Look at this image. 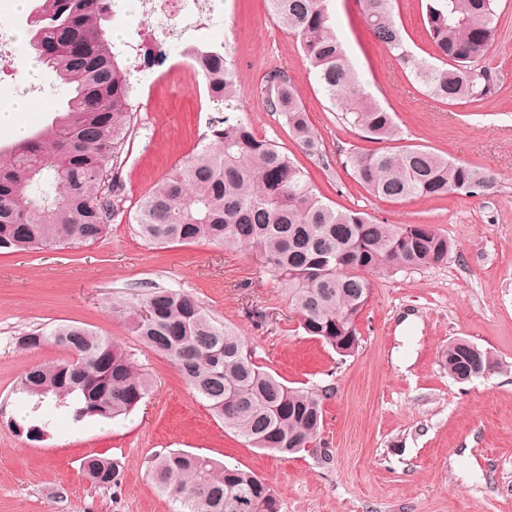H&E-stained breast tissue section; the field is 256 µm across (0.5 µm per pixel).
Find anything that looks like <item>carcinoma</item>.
Listing matches in <instances>:
<instances>
[{
    "instance_id": "carcinoma-1",
    "label": "carcinoma",
    "mask_w": 512,
    "mask_h": 512,
    "mask_svg": "<svg viewBox=\"0 0 512 512\" xmlns=\"http://www.w3.org/2000/svg\"><path fill=\"white\" fill-rule=\"evenodd\" d=\"M113 0H37L30 36L55 47L36 58L68 91L62 113L42 131L0 150V251L90 245L108 230L118 204L114 172L134 125L127 71L105 38L102 21ZM272 18L295 37L328 99L367 138L385 144L373 153L351 151L345 170L371 195L389 202L441 198L451 191L479 195L496 178L456 164L419 145L401 142L392 113L359 83L337 41L329 0H268ZM368 30L409 71L424 93L442 105L479 101L497 90L480 66L495 29V0H427L426 28L440 57L437 66L406 44L394 0H359ZM81 45V52L71 43ZM184 55L210 64L224 115L211 118L207 143L161 179L140 201L132 221L144 239L160 244L207 242L249 246L262 257L297 311L304 332L341 356L358 348L355 320L366 306L370 276L387 269L425 267L448 260L453 245L432 224H385L356 210L324 202L304 170L276 142L257 137L234 113L238 80L233 62L210 46ZM261 93L266 109L285 119L304 153L322 158L325 146L312 127L294 81L269 72ZM150 315H145V312ZM133 330L168 357L183 380L252 448L283 454L319 440V395L290 388L256 363L238 332L205 312L190 295L158 290L144 301ZM22 350L58 345L72 358L36 365L19 378L23 415L12 429L40 441L51 434L54 411L70 420H113L149 396L152 380L111 338L78 324L15 337ZM448 375L462 382L497 368L491 354L457 339L443 352ZM84 476L117 488L116 462L89 456ZM148 474L158 490L180 502V512H280L279 500L257 474L183 450L154 455Z\"/></svg>"
}]
</instances>
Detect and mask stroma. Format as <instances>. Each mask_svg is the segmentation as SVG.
I'll list each match as a JSON object with an SVG mask.
<instances>
[{
    "instance_id": "1",
    "label": "stroma",
    "mask_w": 512,
    "mask_h": 512,
    "mask_svg": "<svg viewBox=\"0 0 512 512\" xmlns=\"http://www.w3.org/2000/svg\"><path fill=\"white\" fill-rule=\"evenodd\" d=\"M124 17L105 25L126 68L136 113L122 155L117 196L122 211L107 233L86 246L0 253V512H178L147 474L156 453L182 449L250 470L265 479L280 512H512V0H497L496 29L484 63L495 96L453 107L423 93L366 28L358 0H331L334 30L365 90L392 112L405 143L496 173L494 192H452L440 199L388 202L363 189L341 163L353 149L379 145L343 124L315 80L298 44L271 18L267 0H224L212 31L237 67V113L260 137L275 141L308 174L324 202L388 224H431L454 248L446 262L372 276L356 324L357 351L338 355L307 335L287 291L255 251L208 243L154 244L139 237L131 216L153 185L184 162L207 132L187 79L157 81L163 56L135 54L145 23L139 0H122ZM396 20L412 51L434 59L425 0H397ZM285 68L326 147L325 160L304 154L281 117L267 112L260 85ZM29 98L28 132L50 123L66 97L46 69L0 90V102ZM158 289L194 297L232 325L260 366L287 386L323 396L321 442L282 456L247 446L226 430L169 358L136 336L130 319ZM81 324L111 337L147 370L151 395L125 418L75 425L59 420L50 438L14 432L22 405L15 392L30 366L67 359L47 345L21 351L14 338L59 324ZM490 352L499 368L460 383L441 361L450 341ZM411 358L399 369L394 356ZM90 455L117 461L120 487L85 478Z\"/></svg>"
}]
</instances>
